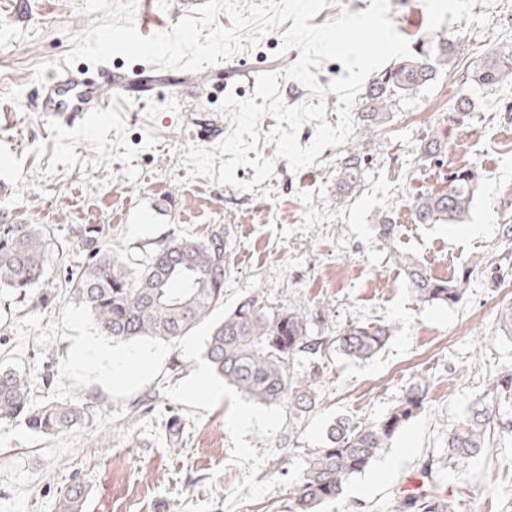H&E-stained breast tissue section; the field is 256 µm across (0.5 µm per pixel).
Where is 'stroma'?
I'll use <instances>...</instances> for the list:
<instances>
[{"instance_id": "1", "label": "stroma", "mask_w": 512, "mask_h": 512, "mask_svg": "<svg viewBox=\"0 0 512 512\" xmlns=\"http://www.w3.org/2000/svg\"><path fill=\"white\" fill-rule=\"evenodd\" d=\"M84 0H0V106L16 109L14 124L0 118L1 224H44L65 239L76 224L111 227L109 244L136 266L170 238L207 237L223 228L229 242V277L276 307L326 310L328 331L357 322L394 325L373 359L353 361L334 349L322 352L318 405L286 416L272 440L247 434L266 452L257 481L276 487L227 509L231 490L245 470L231 461L227 429L229 400L211 409L168 399L165 387L196 369L181 349L146 385L153 411L142 414L131 400L113 399L98 384L77 388L92 400L89 417L61 438L22 423L0 424V512H58L75 480L84 483V512H284L292 487L285 479L295 458L309 459L324 443L327 425L344 415L375 421L391 409L410 383L428 388L426 411L412 420L370 468L353 477L324 512H385L395 494L424 461L443 488L460 500L459 512H512V450L490 448L469 460L449 458L448 432L471 402L512 366V333L501 319L512 308V246L502 241L504 215L512 216V112L497 95L474 92L477 104L461 127L445 117L459 93L455 76L440 73L427 89L400 103L387 124L371 136L370 159L360 190L336 198L337 165L343 147L325 148L314 164L291 171L275 158V145H261L275 158L273 177L243 192L208 178L188 179L182 159L194 145L191 130L219 115L227 94L253 95L255 78L281 73L299 55L282 52L281 30L267 33L252 51L198 72L157 71L154 95L140 102L116 98L111 111L71 126L47 122L38 110L35 81L63 66L70 34L84 32L91 16ZM389 18L411 48L421 40L449 37L460 47V66L481 63L512 39V0H389ZM449 136L440 161L410 168L425 137ZM474 164L483 172L469 214L460 224H418L410 202L419 193L446 186L448 171ZM398 234L383 242L374 232L382 215ZM413 255L445 279L470 272L461 302L448 307L419 302L394 253ZM499 268L493 280L486 267ZM56 291L40 308L0 290V362L18 342L17 323L30 314L58 321L69 303ZM70 340L45 347L28 341L22 358L35 402L50 400L45 374L59 373ZM392 473H385L389 461Z\"/></svg>"}]
</instances>
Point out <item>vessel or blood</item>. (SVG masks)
Here are the masks:
<instances>
[{"mask_svg":"<svg viewBox=\"0 0 512 512\" xmlns=\"http://www.w3.org/2000/svg\"><path fill=\"white\" fill-rule=\"evenodd\" d=\"M119 88L139 97L155 91L141 75L108 67L95 71L62 67L40 79L36 91L40 110L51 122L71 124L87 113L107 111Z\"/></svg>","mask_w":512,"mask_h":512,"instance_id":"1","label":"vessel or blood"}]
</instances>
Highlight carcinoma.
<instances>
[{
  "label": "carcinoma",
  "instance_id": "obj_1",
  "mask_svg": "<svg viewBox=\"0 0 512 512\" xmlns=\"http://www.w3.org/2000/svg\"><path fill=\"white\" fill-rule=\"evenodd\" d=\"M451 39L433 41L412 56L393 64L368 83L359 118L362 129L346 149L339 167V188L361 185L369 155L368 133L387 123L389 112L409 100L448 69L456 57ZM457 82L482 92L512 87V41L484 63L460 73ZM475 100L462 93L448 112V126L460 127L474 108ZM448 148L445 139L425 138L413 152L419 165L432 162ZM482 174L475 165L448 172V186L416 196L411 203L417 224H460L468 213ZM109 230L99 224H77L70 239L58 246L43 224L0 225V288H8L32 306L49 301L34 288L50 287L49 264L66 251L86 254L87 262L71 272L65 287L76 303L87 305L97 328L113 340L150 336L165 342L184 337L224 301L227 276L224 230L203 239L182 235L171 239L132 269L124 257L105 244ZM417 299L423 303L452 306L459 303L469 284L470 273L443 280L408 254L397 255ZM312 319L302 308L271 306L251 296L238 303L213 329L205 345V357L218 376L254 402L288 406L298 415L311 410L317 400V385L323 373L316 357L327 345L315 336ZM394 327L384 323H354L337 330L332 345L350 359L374 357L392 336ZM309 360L303 370L299 359ZM427 388L410 384L398 403L376 421H353L339 417L329 424L324 446L307 461L291 491L288 512H322L338 499L353 476L362 474L380 452L411 420L426 409ZM89 403L36 404L31 399L27 374L0 367V422H22L30 430L52 437L66 435L87 417ZM496 444L512 443V370L506 369L492 391L477 398L455 428L448 432V458L469 459ZM419 484L397 494L388 512H456L458 502L448 498L437 484L432 464L418 471ZM85 487L74 482L59 501L58 512H83Z\"/></svg>",
  "mask_w": 512,
  "mask_h": 512
}]
</instances>
